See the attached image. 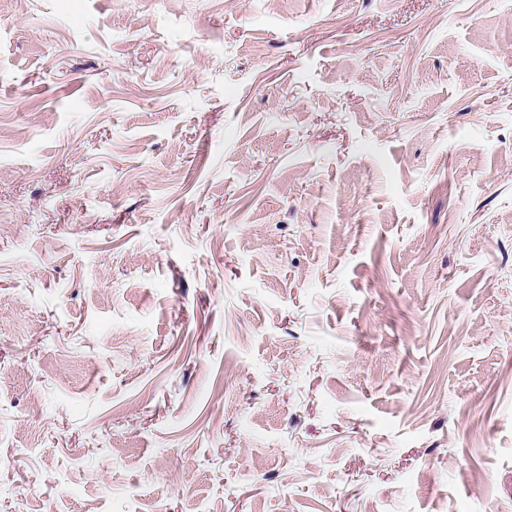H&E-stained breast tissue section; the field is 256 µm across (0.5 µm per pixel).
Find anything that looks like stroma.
I'll return each mask as SVG.
<instances>
[{
  "label": "stroma",
  "mask_w": 512,
  "mask_h": 512,
  "mask_svg": "<svg viewBox=\"0 0 512 512\" xmlns=\"http://www.w3.org/2000/svg\"><path fill=\"white\" fill-rule=\"evenodd\" d=\"M0 512H512V0H0Z\"/></svg>",
  "instance_id": "1"
}]
</instances>
